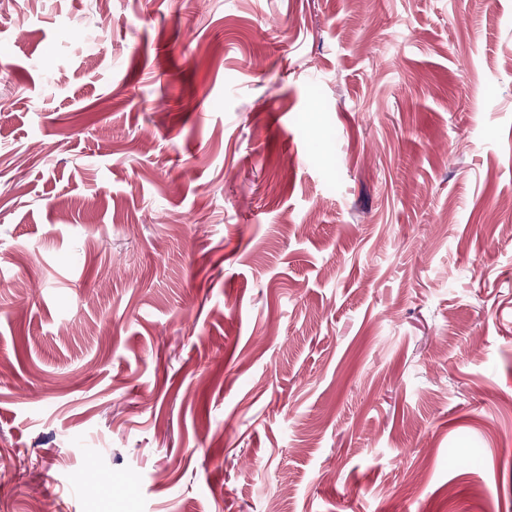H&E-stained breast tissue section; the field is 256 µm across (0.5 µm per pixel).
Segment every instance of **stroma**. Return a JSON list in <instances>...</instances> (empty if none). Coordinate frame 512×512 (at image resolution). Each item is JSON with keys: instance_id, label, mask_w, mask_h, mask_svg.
Listing matches in <instances>:
<instances>
[{"instance_id": "obj_1", "label": "stroma", "mask_w": 512, "mask_h": 512, "mask_svg": "<svg viewBox=\"0 0 512 512\" xmlns=\"http://www.w3.org/2000/svg\"><path fill=\"white\" fill-rule=\"evenodd\" d=\"M506 224L512 0H0V512H512Z\"/></svg>"}]
</instances>
